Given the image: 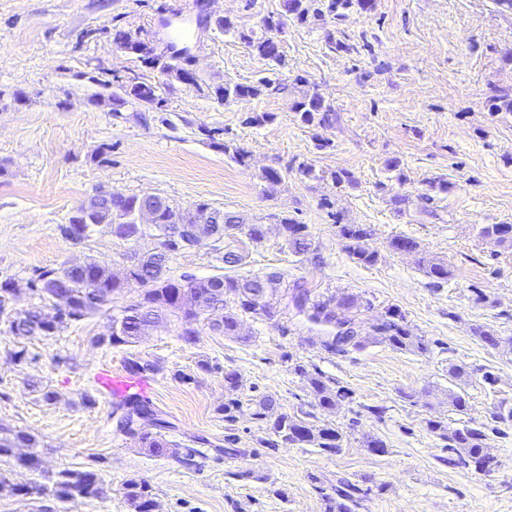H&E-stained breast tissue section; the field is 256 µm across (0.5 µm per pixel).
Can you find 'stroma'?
I'll return each instance as SVG.
<instances>
[{"label": "stroma", "instance_id": "obj_1", "mask_svg": "<svg viewBox=\"0 0 512 512\" xmlns=\"http://www.w3.org/2000/svg\"><path fill=\"white\" fill-rule=\"evenodd\" d=\"M268 16L283 22L281 67L247 44L264 35ZM220 18L234 33L217 28ZM118 28L159 54L189 48L196 84L118 48ZM340 40L350 50L337 49ZM138 77L155 85L159 104L113 105L118 85ZM263 77L287 84V94L228 102L214 94ZM311 87L334 109L332 126L292 112ZM498 89L512 93V10L497 0H372L367 10L303 19L284 0H0V283L19 287L0 311V427L42 442L39 470L23 479L49 487L60 471L88 469L108 489L99 499L47 496L43 505L130 512L122 487L138 477L153 488L155 512H328L349 486L351 512H512V353L474 333L512 336V247L480 234L488 224H512V112H491ZM256 113L269 121L244 125ZM321 138L328 147L318 148ZM228 144L248 150L246 164L225 154ZM393 159L399 167L391 171ZM302 164L319 179L301 177ZM270 167L283 170L280 182L264 179ZM337 171L349 182L333 184ZM102 188L186 209L204 203L265 225L259 243L235 233L172 253L171 275L279 273L283 283L333 298L359 345L326 349L337 326L310 321L288 295L274 299L272 317L240 315L235 339L200 321L195 343H185L171 316L131 345L95 344L108 331L102 315L52 336L13 335L11 321L38 301L28 289L37 270L92 258L120 278L132 253L158 247L156 237L125 241L103 226L78 242L63 234L73 210ZM281 218L307 225L308 253H293L273 232ZM343 224L370 227L375 264L350 257ZM397 236L447 263L449 279L433 284L418 254L393 251ZM228 251L243 257L231 270L222 261ZM350 297L358 305L344 309ZM391 307L428 352L373 339ZM21 348L27 360L18 364L10 353ZM140 359L161 366L149 399L170 423L168 440H208L191 466L140 449L116 428L98 376L129 372ZM454 365L464 367L463 379L450 375ZM229 370L240 376L238 390L224 387ZM316 372L352 393L351 403L317 412L342 431L337 451L266 447L270 432L252 408L230 420L219 411L234 397L266 398L299 414L305 376ZM47 390L55 400L44 399ZM452 392L465 397V412L449 405ZM498 410L506 421L493 419ZM432 420L484 425L493 472L449 464ZM374 439L384 453L371 451ZM230 446L240 455H225Z\"/></svg>", "mask_w": 512, "mask_h": 512}]
</instances>
